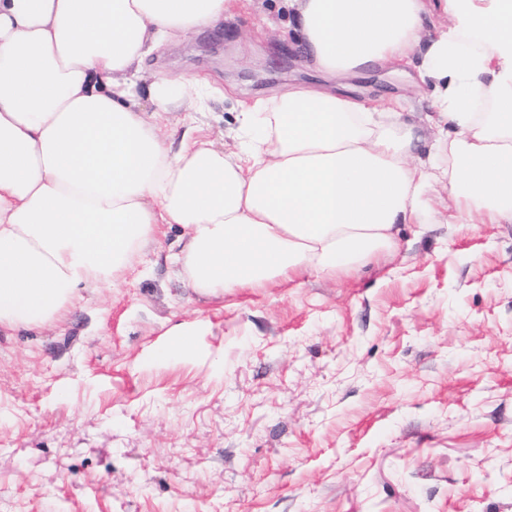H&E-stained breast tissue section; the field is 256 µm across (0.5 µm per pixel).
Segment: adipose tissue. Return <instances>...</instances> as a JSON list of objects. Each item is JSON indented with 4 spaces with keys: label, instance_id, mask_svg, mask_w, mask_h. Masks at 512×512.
I'll return each instance as SVG.
<instances>
[{
    "label": "adipose tissue",
    "instance_id": "adipose-tissue-1",
    "mask_svg": "<svg viewBox=\"0 0 512 512\" xmlns=\"http://www.w3.org/2000/svg\"><path fill=\"white\" fill-rule=\"evenodd\" d=\"M233 2L0 0V327L116 283L164 224L188 286L217 293L350 273L427 223L439 184L450 218L512 223V0H285L315 78L241 109L231 155L195 137L196 81L144 61ZM406 66L427 103L350 83ZM178 111L179 134L156 118Z\"/></svg>",
    "mask_w": 512,
    "mask_h": 512
}]
</instances>
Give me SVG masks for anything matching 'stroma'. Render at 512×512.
Masks as SVG:
<instances>
[{"label":"stroma","instance_id":"1","mask_svg":"<svg viewBox=\"0 0 512 512\" xmlns=\"http://www.w3.org/2000/svg\"><path fill=\"white\" fill-rule=\"evenodd\" d=\"M281 0L163 44L199 139L309 81ZM420 100L410 73L355 79ZM399 225L348 276L204 294L163 236L66 316L0 329V512H512V223ZM180 322L194 355L149 361Z\"/></svg>","mask_w":512,"mask_h":512}]
</instances>
